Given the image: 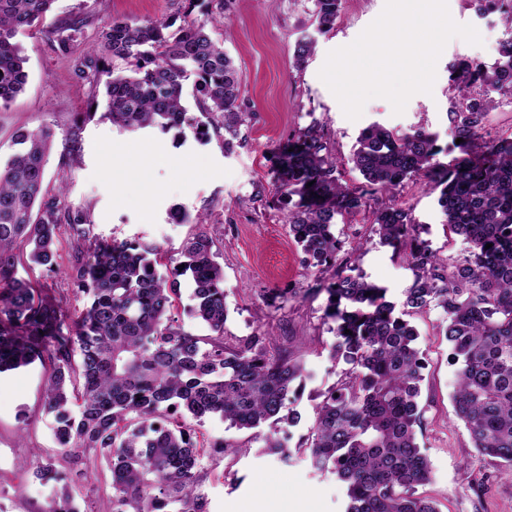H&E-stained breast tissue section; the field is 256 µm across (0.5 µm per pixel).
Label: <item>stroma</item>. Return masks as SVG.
I'll use <instances>...</instances> for the list:
<instances>
[{
    "instance_id": "stroma-1",
    "label": "stroma",
    "mask_w": 512,
    "mask_h": 512,
    "mask_svg": "<svg viewBox=\"0 0 512 512\" xmlns=\"http://www.w3.org/2000/svg\"><path fill=\"white\" fill-rule=\"evenodd\" d=\"M447 2L453 20L473 25L482 45L452 38L438 60L432 94L413 95L400 115L386 99H371L352 121L319 71L330 51L351 44L380 15L385 0H342L341 18L326 33L313 16V0H55L40 28L14 37L28 58V78L18 97L0 106V161L11 154L17 130L51 127L55 136L45 186L66 183V205L89 212L91 236L155 245L177 262L186 239L205 231L224 270L227 341L267 334L270 347L290 344L307 371L294 401L301 420L290 430L289 443L297 445L314 422L317 394L336 383L345 369L330 359L335 338L323 318L327 295L318 289L321 279L342 267L357 241L362 248L356 268L387 288L391 301L402 303L413 272L380 242L367 209L337 224L342 246L332 267L322 272L306 268L276 194L277 148L299 129L317 125L340 163L343 184L361 187L365 181L350 158L359 135L372 124L401 132L422 127L437 135L440 147L450 146L448 112L456 95L449 82L451 66L462 60L493 66L502 42L512 35L499 14L479 15L469 0ZM75 18L85 25L68 47H61L62 26ZM114 18L161 20L177 28L206 22L243 74L241 97L250 119L233 153H225L218 133L205 144L191 136L177 142L169 133L121 131L92 115L93 102L103 99V85L84 71V54L98 29ZM303 38L314 47L305 67L298 69L293 55ZM393 201L411 210L418 236L441 262L451 265L467 255L468 244L448 230L427 179L408 181ZM178 207L190 213V221L173 219ZM74 244L69 225H61L55 270L21 272L42 293L60 299L73 316L87 304L68 276ZM444 318L434 305L410 318L424 358L418 438L433 469L422 492L437 502L440 512H512V480L477 453L468 430L454 416L456 367L442 337ZM48 374V367L37 363L0 375V512H41L56 485L36 479L32 464L48 457L68 472L76 512H112L107 465L99 464L95 477L86 480L71 474L62 458L43 409ZM197 434L207 473L200 491L209 512H257L263 495L279 490L288 495V512H344L343 487L319 477L307 460L285 463L265 455L251 441L250 431L217 418L205 420ZM219 441L245 451L233 460L220 457L211 448Z\"/></svg>"
}]
</instances>
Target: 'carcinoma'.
I'll return each mask as SVG.
<instances>
[{
	"mask_svg": "<svg viewBox=\"0 0 512 512\" xmlns=\"http://www.w3.org/2000/svg\"><path fill=\"white\" fill-rule=\"evenodd\" d=\"M53 2L0 0V105L27 79V57L11 39L37 27ZM471 3L479 12L505 15L512 28V5L505 0ZM340 12L341 0H315L323 31L335 27ZM168 28L164 21L124 19L101 28L87 63L106 77L100 118L121 131H173L180 139L189 128L203 144L209 129L222 130L224 152L232 153L246 116L243 74L205 24L192 22L173 34ZM130 58L136 61L131 75L98 66ZM191 77L197 106L209 118L204 124L189 118L183 103L184 81ZM449 81L457 91L450 115L453 138L463 139L460 156L443 163L436 135L373 124L361 133L351 162L375 194L428 177L448 228L472 250L447 267L414 234L410 210L384 202L375 208V233L407 262L413 281L401 312L387 289L353 267L322 285L324 319L335 336L331 360L350 368L317 395L306 448L288 446V429L301 419L289 395L305 376L290 348L271 352L258 334L236 346L224 343V271L213 240L193 235L181 251L184 268L165 272L156 246L86 242L89 217L65 206L64 187L56 195L44 189L53 129L17 133L14 154L0 164V374L49 362L43 407L55 440L69 463L84 465L88 475L97 461L107 462L112 512H209L198 492L206 473L188 420L211 417L253 431L267 455L286 463L304 457L320 475L335 477L346 488L345 512H439L418 494L432 469L418 442L419 334L407 320L432 305L447 315L442 335L457 366L455 416L473 448L512 479V138L477 143L495 95L512 97V37L494 67L463 61L452 67ZM276 180L285 223L304 261L327 266L340 247L337 221L367 206L365 193L341 183L337 160L313 125L280 152ZM63 222L77 234L69 276L89 297L72 321L16 277L23 263L54 270ZM183 275L193 288L190 314L209 331L204 338L186 332L173 314ZM73 399L80 402L77 415ZM33 474L61 484L44 512H74L65 474L40 462Z\"/></svg>",
	"mask_w": 512,
	"mask_h": 512,
	"instance_id": "1",
	"label": "carcinoma"
}]
</instances>
